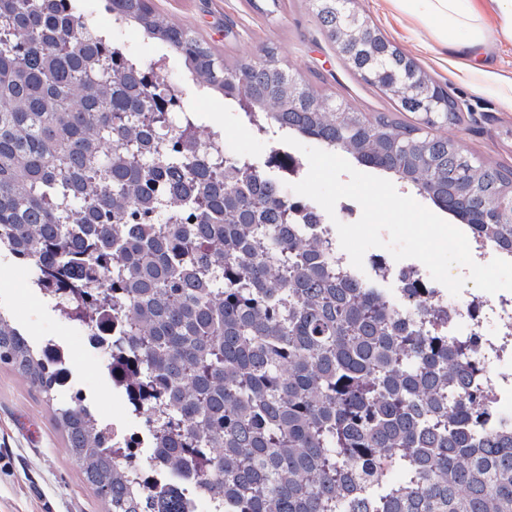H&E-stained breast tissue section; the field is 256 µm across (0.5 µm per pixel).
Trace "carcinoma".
Segmentation results:
<instances>
[{"label":"carcinoma","mask_w":512,"mask_h":512,"mask_svg":"<svg viewBox=\"0 0 512 512\" xmlns=\"http://www.w3.org/2000/svg\"><path fill=\"white\" fill-rule=\"evenodd\" d=\"M309 2L345 64L411 120L317 94L270 49L226 64L150 0H105L110 29L80 0H0V253L60 291L56 308L119 328L110 375L147 400L171 469L196 460L217 512H512V436L483 433L472 350L434 332L426 287L396 307L341 281L326 242L294 228L307 198L175 138L173 86L148 77L166 57L147 66L120 38L164 46L257 131L318 139L512 252V170L429 133L462 121L447 87L356 0ZM22 335L0 310V364L54 403L56 367ZM54 412L104 512H181L174 486L128 488L81 392ZM388 455L399 481L370 467Z\"/></svg>","instance_id":"cac0c4a2"}]
</instances>
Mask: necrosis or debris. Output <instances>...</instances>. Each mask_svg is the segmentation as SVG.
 I'll list each match as a JSON object with an SVG mask.
<instances>
[{
	"instance_id": "1",
	"label": "necrosis or debris",
	"mask_w": 512,
	"mask_h": 512,
	"mask_svg": "<svg viewBox=\"0 0 512 512\" xmlns=\"http://www.w3.org/2000/svg\"><path fill=\"white\" fill-rule=\"evenodd\" d=\"M336 261L350 280L370 272L375 287L385 289L386 299L394 304L408 283L428 279L423 265L397 261L381 252L369 254L359 269L352 266L344 250H337ZM426 304L448 311L450 318L441 326L442 334L473 345L476 373L472 384L485 395L487 431L512 434V292L501 291L492 298L481 293L454 296L435 287Z\"/></svg>"
}]
</instances>
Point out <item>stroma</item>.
Listing matches in <instances>:
<instances>
[{
    "label": "stroma",
    "mask_w": 512,
    "mask_h": 512,
    "mask_svg": "<svg viewBox=\"0 0 512 512\" xmlns=\"http://www.w3.org/2000/svg\"><path fill=\"white\" fill-rule=\"evenodd\" d=\"M153 7L190 28L225 62L255 59L273 48L290 70L321 94L369 114L391 112L390 101L344 65L320 31L308 0H151ZM381 32L433 80L445 84L463 121L445 127L448 137L491 166L512 167V44L495 48L488 71L467 67L433 37L430 29L396 17L386 0H358ZM168 74L205 130L217 131L258 168H265L269 137L245 125L235 106L200 91L176 61ZM13 294L0 295V308L34 342L52 338L73 351V382L105 419L141 429L143 417H127L110 381L105 354L87 350L83 329L63 321L33 283L31 268L0 255V282ZM0 512H103V505L66 449L51 405L28 381L0 365Z\"/></svg>",
    "instance_id": "obj_1"
}]
</instances>
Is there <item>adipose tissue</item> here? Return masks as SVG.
<instances>
[{"instance_id":"obj_1","label":"adipose tissue","mask_w":512,"mask_h":512,"mask_svg":"<svg viewBox=\"0 0 512 512\" xmlns=\"http://www.w3.org/2000/svg\"><path fill=\"white\" fill-rule=\"evenodd\" d=\"M402 15L428 26L466 59L493 43H512V0H391Z\"/></svg>"}]
</instances>
